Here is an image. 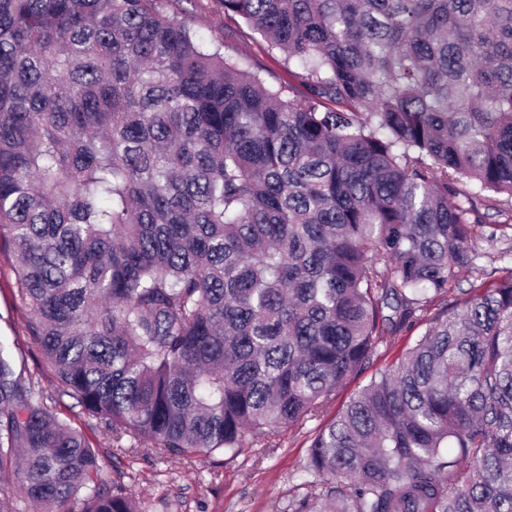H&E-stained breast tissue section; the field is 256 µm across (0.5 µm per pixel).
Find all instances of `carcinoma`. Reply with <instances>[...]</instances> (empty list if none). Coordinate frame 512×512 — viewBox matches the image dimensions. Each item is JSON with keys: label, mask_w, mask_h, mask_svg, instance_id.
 I'll list each match as a JSON object with an SVG mask.
<instances>
[{"label": "carcinoma", "mask_w": 512, "mask_h": 512, "mask_svg": "<svg viewBox=\"0 0 512 512\" xmlns=\"http://www.w3.org/2000/svg\"><path fill=\"white\" fill-rule=\"evenodd\" d=\"M159 0H0V238L29 330L113 450L188 461L317 420L284 512H512V0H222L272 86ZM306 93L298 95L296 85ZM0 350V512H143ZM504 199L505 197H501L498 203L477 201L476 212L470 218L475 222L478 231L484 234V239L479 243L481 256L476 262V268L464 275L461 288H468L469 281L475 279L493 280L503 275L502 268L512 267V230L504 229L507 236L502 237L500 229L504 227H499L496 238L489 237L491 227L498 224L512 225V204Z\"/></svg>", "instance_id": "obj_1"}]
</instances>
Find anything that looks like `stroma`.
Returning a JSON list of instances; mask_svg holds the SVG:
<instances>
[{"label": "stroma", "instance_id": "1", "mask_svg": "<svg viewBox=\"0 0 512 512\" xmlns=\"http://www.w3.org/2000/svg\"><path fill=\"white\" fill-rule=\"evenodd\" d=\"M160 6L168 13L181 12L191 28L206 40L222 44L225 56L251 63L268 84L288 83V71L280 55L269 53L259 34L245 26L236 33L228 32L221 0H160ZM471 220L484 237L479 243L481 256L472 272L465 274V281L500 277L503 268L512 267V239H492L488 233L495 225H512V203L478 202ZM17 288L13 248L0 240V347L16 368L33 377L56 400L58 412L84 434L88 443L103 451V478H133L145 512H284L289 499L302 493V469L319 426L315 420L269 438L255 439L234 458L216 453L190 463L164 450L131 461L123 456H107L106 451L112 446L110 433L81 414L74 408L72 398L62 394L54 372L29 335L28 309ZM423 330L419 324L388 338L368 369L348 381L339 401H346L366 385L372 374L389 369L403 348Z\"/></svg>", "mask_w": 512, "mask_h": 512}]
</instances>
